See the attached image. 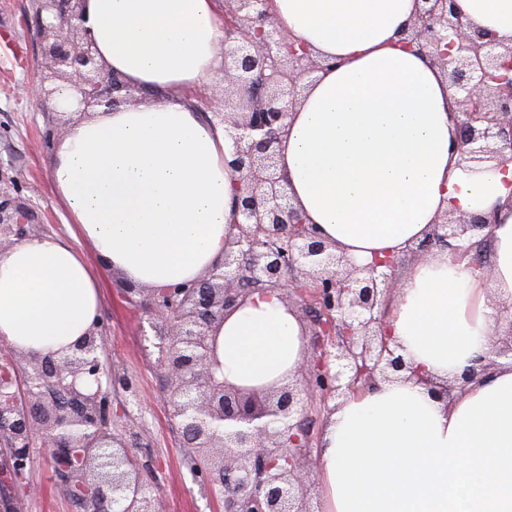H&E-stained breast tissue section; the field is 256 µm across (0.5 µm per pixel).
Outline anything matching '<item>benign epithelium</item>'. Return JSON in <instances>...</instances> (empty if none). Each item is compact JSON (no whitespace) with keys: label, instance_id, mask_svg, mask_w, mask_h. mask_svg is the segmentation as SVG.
<instances>
[{"label":"benign epithelium","instance_id":"1","mask_svg":"<svg viewBox=\"0 0 512 512\" xmlns=\"http://www.w3.org/2000/svg\"><path fill=\"white\" fill-rule=\"evenodd\" d=\"M45 60L42 100L70 114L110 112L137 102L140 89L112 73L84 26V0H34ZM270 0H224V68L220 94L198 95L209 122L232 140L228 167L239 175L233 208L237 233L224 259L197 280L169 288H124V299L161 323L154 348L168 381L166 403L193 449L190 469L224 496V512H311L313 448L306 410L357 388L402 375L448 399L457 384L418 373L383 332L382 308L399 289L396 259L359 266L305 222L280 183L282 137L305 81L336 63L312 56L279 26ZM402 46L426 55L448 78L460 106L456 150L463 163L512 154V46L467 21L456 0H422L403 31ZM64 88L75 109L58 104ZM31 212L0 200V249L28 237ZM494 215L443 214L430 235L410 248L451 247L469 253L490 239ZM278 289L314 336L295 379L274 391H245L217 376L212 361L216 323L252 292ZM100 326L61 355L30 356L0 347V483L22 479L31 449L45 448L61 477L78 480L71 494L86 512H163L144 479L146 461L110 428V389L124 410L142 407L137 383H102Z\"/></svg>","mask_w":512,"mask_h":512}]
</instances>
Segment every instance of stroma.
<instances>
[{"mask_svg": "<svg viewBox=\"0 0 512 512\" xmlns=\"http://www.w3.org/2000/svg\"><path fill=\"white\" fill-rule=\"evenodd\" d=\"M41 66L33 0H0V187L32 209L33 235H64L66 212L49 178L62 135L51 106L36 104ZM103 296V361L109 372L135 378L144 402L142 410L124 414V396L114 391V429L147 461L166 512H224L221 494L204 491L190 471L189 451L165 401L157 351L145 336L144 314L122 300L116 278H108ZM26 480L34 491H11L14 512H83L42 448L32 449Z\"/></svg>", "mask_w": 512, "mask_h": 512, "instance_id": "35a3bbf8", "label": "stroma"}]
</instances>
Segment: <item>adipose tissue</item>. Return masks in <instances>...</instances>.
Returning <instances> with one entry per match:
<instances>
[{
	"label": "adipose tissue",
	"mask_w": 512,
	"mask_h": 512,
	"mask_svg": "<svg viewBox=\"0 0 512 512\" xmlns=\"http://www.w3.org/2000/svg\"><path fill=\"white\" fill-rule=\"evenodd\" d=\"M457 5L512 45V0ZM416 9L417 0H273L278 24L337 62L315 74L289 119L279 168L307 221L360 265L402 257L444 211L497 210L491 278L433 248L385 314L406 361L451 382L486 363L491 336L512 326V161L459 166L447 80L398 46ZM85 17L108 67L146 98L74 124L50 169L98 265L58 235L0 251V343L29 355L60 352L92 329L107 276L145 288L195 280L234 233L231 142L186 97L222 77L219 0H86ZM216 345L218 375L264 389L288 382L309 340L267 289L225 316ZM316 472L317 512H512V365L447 403L412 381L359 388L329 415Z\"/></svg>",
	"instance_id": "adipose-tissue-1"
}]
</instances>
